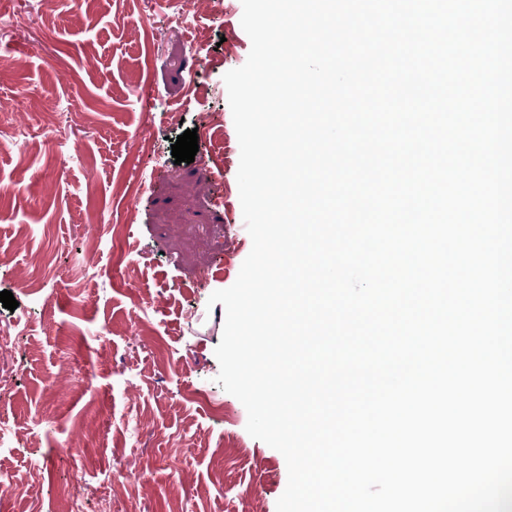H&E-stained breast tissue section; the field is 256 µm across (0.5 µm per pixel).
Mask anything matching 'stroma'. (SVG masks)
I'll return each mask as SVG.
<instances>
[{
	"mask_svg": "<svg viewBox=\"0 0 512 512\" xmlns=\"http://www.w3.org/2000/svg\"><path fill=\"white\" fill-rule=\"evenodd\" d=\"M40 0H0V324L15 341L0 400V512H56L85 488L82 512H276L284 456L246 430L243 404L216 381L230 287L252 248L237 184L240 147L223 76L251 40L241 0H210L178 28L179 0H58L54 26ZM35 93L44 109L27 108ZM78 102L85 119L44 135L48 112ZM199 156L175 164L179 133ZM147 140L162 162L148 166ZM79 148L65 170L52 154ZM98 212V224L79 223ZM104 239L89 256L92 239ZM46 281L45 305L16 276ZM223 403L215 414L198 389ZM140 439L130 442L129 423ZM79 449L83 472L60 463ZM227 459L223 472L213 468ZM53 468L38 479L42 463Z\"/></svg>",
	"mask_w": 512,
	"mask_h": 512,
	"instance_id": "obj_1",
	"label": "stroma"
}]
</instances>
